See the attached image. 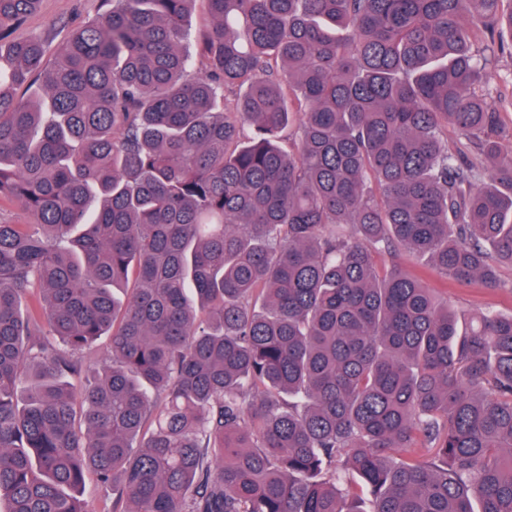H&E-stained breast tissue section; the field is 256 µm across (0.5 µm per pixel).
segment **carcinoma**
Returning <instances> with one entry per match:
<instances>
[{"instance_id":"carcinoma-1","label":"carcinoma","mask_w":512,"mask_h":512,"mask_svg":"<svg viewBox=\"0 0 512 512\" xmlns=\"http://www.w3.org/2000/svg\"><path fill=\"white\" fill-rule=\"evenodd\" d=\"M206 2L0 0V512H512V315L376 260L512 266V8ZM99 8L100 0H41L38 9L14 36L48 34L53 44H57L69 29L95 18ZM487 83L490 89L494 90L492 98L489 102L495 109H499L500 112V123L502 136L508 143V139L511 137L512 144V112L508 108V101L512 99V44L505 39V48L503 51L498 52V56L494 65L487 69ZM496 90L502 96V103H500ZM501 104H503L505 110H501ZM83 498L87 512H113L112 491L101 488L92 473L85 476Z\"/></svg>"}]
</instances>
